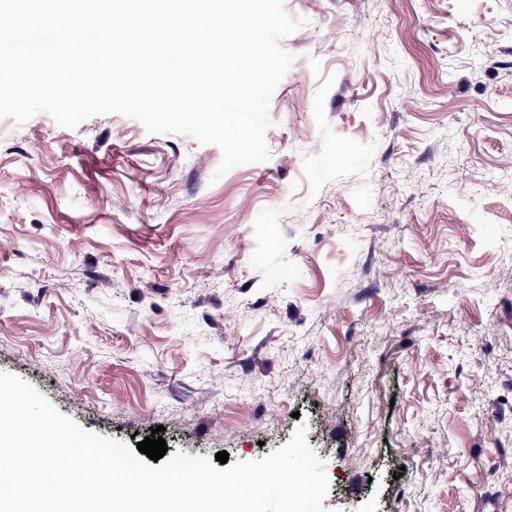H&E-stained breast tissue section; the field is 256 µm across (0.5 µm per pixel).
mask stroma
Here are the masks:
<instances>
[{"label": "stroma", "mask_w": 512, "mask_h": 512, "mask_svg": "<svg viewBox=\"0 0 512 512\" xmlns=\"http://www.w3.org/2000/svg\"><path fill=\"white\" fill-rule=\"evenodd\" d=\"M268 161L0 117V371L324 512H512V0H285Z\"/></svg>", "instance_id": "obj_1"}]
</instances>
